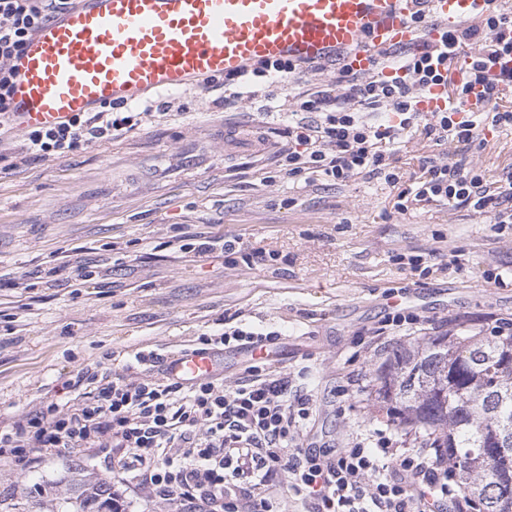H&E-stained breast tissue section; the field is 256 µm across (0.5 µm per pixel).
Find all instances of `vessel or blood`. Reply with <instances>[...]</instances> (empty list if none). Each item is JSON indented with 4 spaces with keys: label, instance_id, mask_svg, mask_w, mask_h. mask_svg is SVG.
<instances>
[{
    "label": "vessel or blood",
    "instance_id": "vessel-or-blood-1",
    "mask_svg": "<svg viewBox=\"0 0 512 512\" xmlns=\"http://www.w3.org/2000/svg\"><path fill=\"white\" fill-rule=\"evenodd\" d=\"M488 11V0H74L12 59L8 123L18 132L53 127L266 61L338 60L365 73L379 49L414 43L419 13L449 29ZM214 367L200 349L165 361L184 383Z\"/></svg>",
    "mask_w": 512,
    "mask_h": 512
}]
</instances>
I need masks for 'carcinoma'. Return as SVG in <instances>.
Returning <instances> with one entry per match:
<instances>
[{
	"label": "carcinoma",
	"mask_w": 512,
	"mask_h": 512,
	"mask_svg": "<svg viewBox=\"0 0 512 512\" xmlns=\"http://www.w3.org/2000/svg\"><path fill=\"white\" fill-rule=\"evenodd\" d=\"M376 401L388 422L422 437L456 475V489L481 512L512 499V334L477 329L421 336L376 371ZM71 512H122L106 477L54 490Z\"/></svg>",
	"instance_id": "1"
}]
</instances>
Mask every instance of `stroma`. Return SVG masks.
Here are the masks:
<instances>
[{
	"label": "stroma",
	"instance_id": "1",
	"mask_svg": "<svg viewBox=\"0 0 512 512\" xmlns=\"http://www.w3.org/2000/svg\"><path fill=\"white\" fill-rule=\"evenodd\" d=\"M331 79L260 77L229 108L220 83L173 90L167 115L132 104V131L62 160H26L11 140L0 162L1 421L65 403L66 382L100 362L160 375L136 353L197 348L232 317L280 331L272 368L309 367L316 407L300 445L381 431L412 447L373 407L375 371L408 337L377 329L398 308L432 334L454 318L512 319V224L439 203L399 216L382 180L280 173L294 96ZM182 235L237 237L268 259L231 267L221 250H181ZM404 255L422 256L427 274ZM92 472L111 475V459L64 448L35 468L0 463V494L22 512H60L51 488Z\"/></svg>",
	"mask_w": 512,
	"mask_h": 512
}]
</instances>
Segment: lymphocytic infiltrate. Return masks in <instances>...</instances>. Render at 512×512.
<instances>
[{"mask_svg": "<svg viewBox=\"0 0 512 512\" xmlns=\"http://www.w3.org/2000/svg\"><path fill=\"white\" fill-rule=\"evenodd\" d=\"M70 0H0V139L8 137L10 62L35 27ZM410 48H386L369 73L336 72L329 89L295 97L310 122L288 129L285 173H310L343 184L376 178L392 187L393 209L403 215L433 202L464 208L490 224H512V172L490 178L476 156L487 133L512 128V69L496 67L512 51V9L492 4L480 24L461 23L431 40L428 25ZM481 86L485 108L464 111L467 94ZM446 106L422 110L433 87ZM131 112L105 105L68 123L26 132L30 160L63 159L134 129ZM433 143L418 158L420 174L403 182L394 147L405 135ZM305 370L270 371L255 363L231 381L185 384L147 373L125 376L103 366L82 369L83 388L66 404L47 403L0 425V461L40 463L61 448L111 450L136 488L173 505L209 512H274L271 479L282 476L308 512H475L452 485L448 465L435 456L398 453L388 440L377 447L302 448L297 439L315 408Z\"/></svg>", "mask_w": 512, "mask_h": 512, "instance_id": "f902f5d3", "label": "lymphocytic infiltrate"}]
</instances>
